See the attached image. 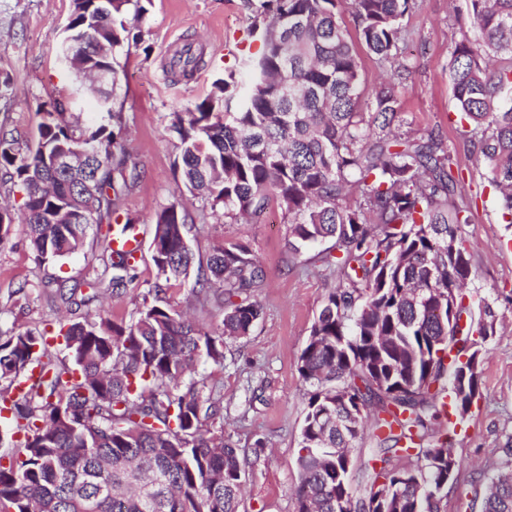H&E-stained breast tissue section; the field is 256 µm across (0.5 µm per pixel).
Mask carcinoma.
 <instances>
[{"label":"carcinoma","mask_w":512,"mask_h":512,"mask_svg":"<svg viewBox=\"0 0 512 512\" xmlns=\"http://www.w3.org/2000/svg\"><path fill=\"white\" fill-rule=\"evenodd\" d=\"M481 41L457 42L450 62L455 105L471 143L498 188L502 220L512 224V0H469ZM250 33L262 44L245 77L214 83L202 101L172 113L181 183L220 209L224 223H258L277 203L299 253L326 241V259L343 287L330 292L299 356L308 386L298 465L296 512H338L352 498L366 510L373 489L406 473L390 512H443L456 480L448 448V410L464 417L481 396L482 343L495 335L494 312L474 313L462 282L470 253L458 234L468 221L453 205L456 165L430 134L401 141L395 80L381 83L362 111L356 45L341 8L357 22L359 42L382 61L397 57L402 20L416 0H248ZM62 44L81 59L77 79L94 69L111 80L96 98L102 122L86 123L59 106L39 107L38 142L0 134V170L26 195L29 247L42 263L83 247L107 225L94 283L118 294L133 281L131 254L112 237H134L138 224L114 225L140 173L129 163L123 112L115 108L125 66L116 52L136 39L140 0H73ZM509 56V64L493 61ZM204 63L175 51L169 73L186 77ZM97 177L59 171L53 158L87 143ZM360 202L348 201L350 190ZM155 294L196 272L200 307L224 310L207 329L170 306L143 301L130 322L100 312L59 329L54 356L44 332L18 330L0 343V409L9 408L18 451L0 461V512H240L245 454L224 442L221 391L196 378L201 362L224 361V340L248 336L261 315L251 295L265 272L241 243L214 249L195 265L186 216L174 203L154 215ZM68 305L97 293L57 283ZM41 379L17 386L32 364ZM345 424L338 428L330 418ZM372 430L377 447L365 482L354 485L345 453ZM482 512H512V472L485 478Z\"/></svg>","instance_id":"carcinoma-1"}]
</instances>
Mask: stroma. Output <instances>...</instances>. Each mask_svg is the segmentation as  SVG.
<instances>
[{
    "label": "stroma",
    "mask_w": 512,
    "mask_h": 512,
    "mask_svg": "<svg viewBox=\"0 0 512 512\" xmlns=\"http://www.w3.org/2000/svg\"><path fill=\"white\" fill-rule=\"evenodd\" d=\"M251 15L247 0L148 4L136 40L123 47L126 78L118 98L126 146L141 173L121 210L122 217L138 224L142 240L133 261L135 279L122 295L78 308L75 314L104 310L117 322L132 319L156 282L150 244L159 206L174 203L186 214L188 239L200 259L220 244L247 245L266 272L257 295L262 315L249 336L226 342L223 365L203 363L198 373L224 395L225 438L248 453L242 512H295L307 402L298 360L329 292L341 285L326 260L329 246L292 252L278 206L267 209L260 223L228 224L221 212L176 187L180 157L171 114L207 97L214 82L228 73L245 72L260 48L248 35ZM70 18L71 0H0V79L11 82L0 92L1 129L34 139L41 120L38 107L50 110L58 104L84 119L95 118V98L79 91L74 74L56 54ZM464 37L478 38L469 21L468 0H417L403 21L399 43L410 66L399 88V132L405 139L436 135L454 156L455 201L469 216L459 227L471 255L467 292L474 304H489L495 313V335L480 354L482 394L450 426L460 467L456 486L447 489L444 512H465L460 491L494 471L500 448L512 439V224L501 219L499 195L485 164L473 155L467 125L453 99L449 62L455 43ZM188 43L202 50L204 63L190 76L171 81L168 60ZM9 203L16 220L0 244V333L31 329L56 334L60 312L45 284L57 278L84 281L99 244L90 240L62 260L37 263L21 219L23 193L14 191ZM22 283L27 290L21 294L17 287ZM194 285L191 278L171 285L160 294L159 304L189 312L201 325H218L222 310H200Z\"/></svg>",
    "instance_id": "stroma-1"
}]
</instances>
